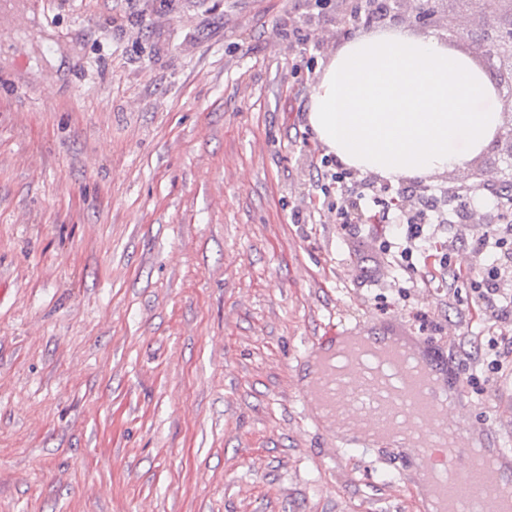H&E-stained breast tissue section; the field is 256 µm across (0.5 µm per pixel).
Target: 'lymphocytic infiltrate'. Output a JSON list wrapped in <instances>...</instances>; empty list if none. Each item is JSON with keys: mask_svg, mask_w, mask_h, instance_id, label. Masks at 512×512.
Instances as JSON below:
<instances>
[{"mask_svg": "<svg viewBox=\"0 0 512 512\" xmlns=\"http://www.w3.org/2000/svg\"><path fill=\"white\" fill-rule=\"evenodd\" d=\"M320 194L316 206L334 212L343 231L361 224H383L379 250L391 256L415 282L430 284L443 277L451 288H469V307L496 335L499 323L512 318V214L481 225L471 251L478 267L463 271L451 263L440 241L463 213L447 191L427 185L393 188L345 171H332L328 159H312Z\"/></svg>", "mask_w": 512, "mask_h": 512, "instance_id": "f902f5d3", "label": "lymphocytic infiltrate"}]
</instances>
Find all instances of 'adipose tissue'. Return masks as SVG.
<instances>
[{
    "label": "adipose tissue",
    "instance_id": "ef3b65f1",
    "mask_svg": "<svg viewBox=\"0 0 512 512\" xmlns=\"http://www.w3.org/2000/svg\"><path fill=\"white\" fill-rule=\"evenodd\" d=\"M498 99L471 55L398 24L337 48L312 87L308 123L344 166L431 182L488 146L503 122Z\"/></svg>",
    "mask_w": 512,
    "mask_h": 512
}]
</instances>
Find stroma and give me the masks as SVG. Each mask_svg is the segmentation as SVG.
Here are the masks:
<instances>
[{"mask_svg": "<svg viewBox=\"0 0 512 512\" xmlns=\"http://www.w3.org/2000/svg\"><path fill=\"white\" fill-rule=\"evenodd\" d=\"M354 0H47L0 20V512H417L408 453L336 459L313 337L400 320L458 369L468 289L413 287L315 198L311 88ZM478 0L425 30L473 52ZM498 146L437 181L512 180ZM430 325L420 330L417 314ZM451 419L512 443V378Z\"/></svg>", "mask_w": 512, "mask_h": 512, "instance_id": "1", "label": "stroma"}]
</instances>
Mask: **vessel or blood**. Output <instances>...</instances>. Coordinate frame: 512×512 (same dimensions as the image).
<instances>
[{
    "mask_svg": "<svg viewBox=\"0 0 512 512\" xmlns=\"http://www.w3.org/2000/svg\"><path fill=\"white\" fill-rule=\"evenodd\" d=\"M316 371L301 391L317 411L310 423L336 427L341 460L351 461L355 448L391 447L409 451L428 480L444 512H462L448 499V482L485 465L475 512H512V453L491 454L470 430L451 424L448 412L464 393L448 389L442 373L425 365L411 336H386L373 342L322 336L308 349ZM430 399L421 409L419 399ZM432 427L421 434V425Z\"/></svg>",
    "mask_w": 512,
    "mask_h": 512,
    "instance_id": "obj_1",
    "label": "vessel or blood"
}]
</instances>
